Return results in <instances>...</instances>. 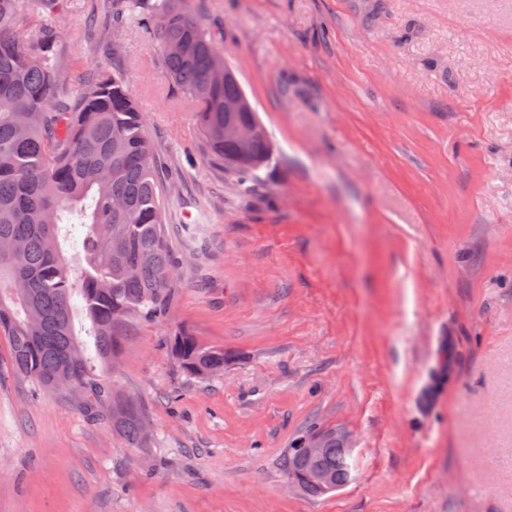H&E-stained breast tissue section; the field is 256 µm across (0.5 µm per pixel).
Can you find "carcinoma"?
<instances>
[{
  "label": "carcinoma",
  "instance_id": "obj_1",
  "mask_svg": "<svg viewBox=\"0 0 512 512\" xmlns=\"http://www.w3.org/2000/svg\"><path fill=\"white\" fill-rule=\"evenodd\" d=\"M18 0H0V335L8 338L12 369L48 389L69 387L86 408L106 407L112 431L136 448L146 440L141 404L100 382L95 363L119 353L121 337L137 317L167 307L175 288V260L164 224L153 145L127 77L101 74L72 109L54 92L64 80L58 33L40 27L21 38L11 29ZM144 28L159 44L172 80L195 102L212 154L247 180L268 163L270 141H255L239 158L224 139V99L245 96L236 77L217 84L207 76L219 53L214 39L179 0H157ZM126 208L112 211V199ZM68 242L83 263L72 266ZM89 321L91 343L79 340L74 297ZM181 370L203 377L224 369V349L201 345L186 331L171 338ZM325 453L317 467L347 480L351 455L336 433H321ZM284 475L307 494L317 486L297 447L285 449Z\"/></svg>",
  "mask_w": 512,
  "mask_h": 512
}]
</instances>
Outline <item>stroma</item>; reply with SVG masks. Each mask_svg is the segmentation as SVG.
Wrapping results in <instances>:
<instances>
[{"instance_id": "1", "label": "stroma", "mask_w": 512, "mask_h": 512, "mask_svg": "<svg viewBox=\"0 0 512 512\" xmlns=\"http://www.w3.org/2000/svg\"><path fill=\"white\" fill-rule=\"evenodd\" d=\"M119 0H20L75 80L123 71L163 185L178 280L114 370L140 448L81 393L11 368L0 512H512V0H183L272 142L247 182ZM188 331L223 372H182ZM349 436L356 478L311 497L285 448Z\"/></svg>"}]
</instances>
